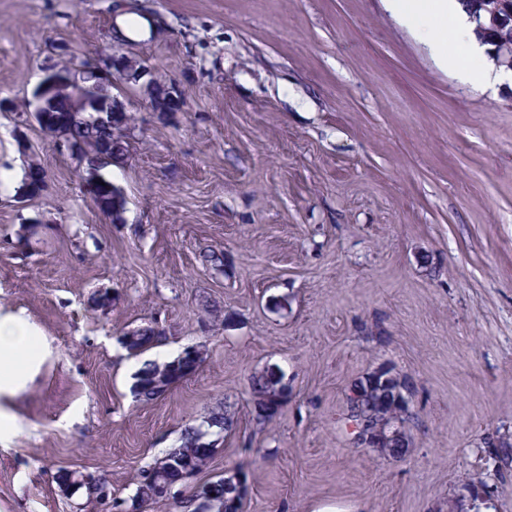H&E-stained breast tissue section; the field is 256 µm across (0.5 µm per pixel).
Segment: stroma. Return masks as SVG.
Instances as JSON below:
<instances>
[{
  "label": "stroma",
  "mask_w": 512,
  "mask_h": 512,
  "mask_svg": "<svg viewBox=\"0 0 512 512\" xmlns=\"http://www.w3.org/2000/svg\"><path fill=\"white\" fill-rule=\"evenodd\" d=\"M0 0V308L48 354L0 396L20 431L0 441V512H95L57 480L133 473L228 406L199 485L244 470V512H448L471 486L512 512V84L458 80L387 0ZM114 47L146 75L113 77L135 120L110 175L119 220L86 199L75 165L26 107L43 68ZM186 106H147L149 81ZM24 129L47 171L21 199ZM47 224L22 253L20 225ZM224 267L203 266L204 250ZM116 299L101 309L94 293ZM151 324L162 363L199 373L156 401L117 338ZM406 376L417 415L402 462L352 444L350 386L380 365ZM283 372L291 399L250 415V379ZM510 441L507 456L489 436Z\"/></svg>",
  "instance_id": "stroma-1"
}]
</instances>
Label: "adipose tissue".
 <instances>
[{
  "instance_id": "1",
  "label": "adipose tissue",
  "mask_w": 512,
  "mask_h": 512,
  "mask_svg": "<svg viewBox=\"0 0 512 512\" xmlns=\"http://www.w3.org/2000/svg\"><path fill=\"white\" fill-rule=\"evenodd\" d=\"M402 15L419 25V34L436 49L454 44L445 64L476 85L493 79L482 62L484 46L476 43L472 26L457 0H394ZM43 358L38 333L21 314L0 310V395L22 391Z\"/></svg>"
}]
</instances>
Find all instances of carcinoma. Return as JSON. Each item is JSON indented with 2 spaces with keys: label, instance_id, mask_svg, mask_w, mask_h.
<instances>
[{
  "label": "carcinoma",
  "instance_id": "1",
  "mask_svg": "<svg viewBox=\"0 0 512 512\" xmlns=\"http://www.w3.org/2000/svg\"><path fill=\"white\" fill-rule=\"evenodd\" d=\"M466 13L477 12L485 19V26L475 30L479 41L489 46L487 54L491 60H512V0H459ZM123 120V116L115 115L108 123H98L96 119L86 114L75 120L71 113L59 109L45 113L44 122L49 129H56L77 144L92 148L75 161L76 168L86 172H95L101 178L100 197L109 207L107 215L119 216L125 201L118 188L113 186L108 168L117 159V152L122 150L121 141L113 140L112 128ZM47 173L40 160L29 158L23 180V195L37 198L46 188ZM204 359L197 357H180L165 363L144 361L134 375L132 392L140 401H154L163 396L158 389V383L163 381L167 387L195 375ZM282 379L276 377L270 370L261 372L251 379V413L253 420L266 424L276 418L288 405V396L283 394L279 385ZM207 428L215 433H230L235 430L237 418L228 410H215L206 420ZM217 452L211 445V439L200 435V429L189 427L181 436L178 447L168 450L153 463L137 469L133 484L135 493L130 498L131 507L136 512L154 504L150 495V486L142 478L150 472L154 478L168 485L184 484L185 478L193 476L208 466ZM74 470L59 472L60 484L81 490L87 501L100 505L99 493L101 486L97 483H77ZM234 476H222L206 483L207 500L215 512H242L245 498L240 497L234 504H228L230 491L228 485L233 483Z\"/></svg>",
  "mask_w": 512,
  "mask_h": 512
}]
</instances>
